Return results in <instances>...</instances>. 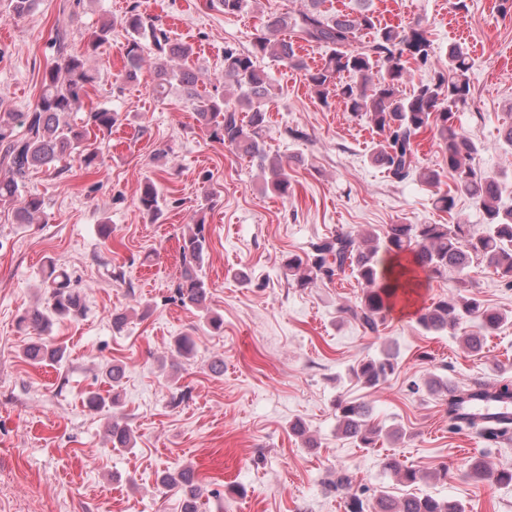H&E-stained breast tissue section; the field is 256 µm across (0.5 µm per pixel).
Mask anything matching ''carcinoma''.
Instances as JSON below:
<instances>
[{
  "instance_id": "carcinoma-1",
  "label": "carcinoma",
  "mask_w": 512,
  "mask_h": 512,
  "mask_svg": "<svg viewBox=\"0 0 512 512\" xmlns=\"http://www.w3.org/2000/svg\"><path fill=\"white\" fill-rule=\"evenodd\" d=\"M327 0H304L292 12L268 16L254 33L251 49L224 46V84L213 90H199L196 75L176 69L171 62L194 55L190 43L175 42L165 28L147 20L133 0L118 20L101 24L95 35L77 50L71 47L69 35L55 30L51 49L55 61L45 72L38 100L30 112L0 111V206L15 207L19 224H34L44 211V200L24 193L26 177L34 168H51L57 162L75 158L87 170L101 164L98 150L83 146L92 134L112 133L118 113L96 106L87 112L84 124L70 122L69 117L87 94L95 74L88 67V57L109 40L114 26L126 31L122 47L123 67L116 81L135 83L141 76L145 52L155 60L153 93L165 97L177 86L191 102L201 131L235 154L255 162L264 174L266 188L280 197L288 196V161L270 153L263 134L267 114L263 102L274 95V84L259 60L268 57L293 69L306 71L307 81L317 98L328 104L336 97L354 115L366 116L379 141L371 154L373 163L387 177L402 182L418 169L417 137L426 130L435 131L447 154L448 178L454 191L440 194L436 205L451 211L455 196L464 195L478 204L485 224L476 229L469 224H391L383 235L369 232L361 238L349 232L338 233L312 244L303 255H290L284 267L299 288L317 281L333 282L350 273L364 285L358 300L343 308L365 335H374L386 311L398 300L407 301L420 286V274L430 279L442 278L453 270L462 273L473 264H484L512 283V206L502 203L498 176L485 170L480 161L481 147L462 135L456 126V112L474 106L470 82L468 54L459 46L448 50V69L431 65V40L420 25L394 27L377 25L373 0H354V6L334 10ZM248 0H206L209 9L226 14L244 11ZM371 33V41L362 42V33ZM325 49L323 62L309 67L296 52L294 39ZM420 70L419 80L409 95L404 94L411 73ZM350 80L342 81L344 75ZM238 91L235 100L224 95V88ZM142 210L151 215L160 212V193L156 184L144 182L138 198ZM205 222L199 218L188 226L179 240L181 272L172 289V300L197 311L207 309L209 287L202 273L207 243ZM397 258L398 265L389 267L382 256ZM49 302L43 309H33L19 318V326L34 339L25 347L26 360L39 363H62L65 351L53 346L45 334L55 323L77 319L83 313V296L71 285L69 275L50 266L46 278ZM505 317L474 296L458 294L444 298L426 308L418 324L427 332L441 333L464 321L476 323L477 330L465 335L466 346L477 352L483 348L486 335L498 327ZM398 368L390 352L364 359L351 368V373L372 388L386 382ZM429 388L444 391V401L451 421L460 420L465 427L481 434L492 426L497 438L512 437V417H500L489 424V416L481 412L464 413L471 400L480 395L478 384L448 388L438 379ZM117 396H103L90 391L86 406L99 412L115 404ZM369 408L344 399L336 401L339 433L352 439L360 448H375L381 430L369 423ZM111 447L127 449L133 439L127 425L116 420L108 427ZM384 470L410 486L421 479L419 471L401 464L394 455L383 461ZM477 480L493 478L512 483V470L495 473L484 463L474 462L469 470ZM166 489L177 490L187 497L183 512H196L193 500L199 485L194 471L183 468L167 472L160 478ZM334 488L344 499L345 512H464L461 505L430 495L408 494L400 499L381 494L373 499L351 492V476L336 472Z\"/></svg>"
}]
</instances>
